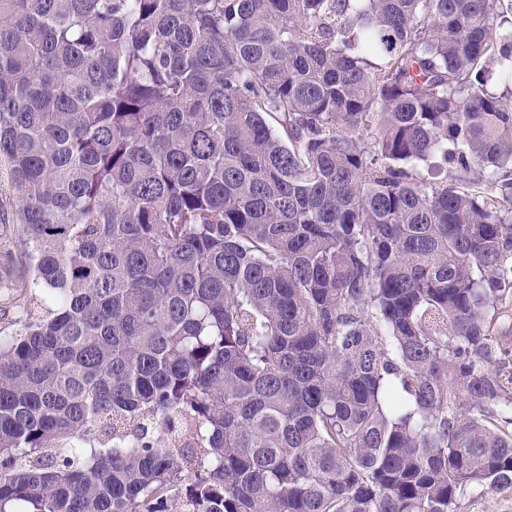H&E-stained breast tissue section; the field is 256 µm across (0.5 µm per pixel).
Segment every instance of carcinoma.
Listing matches in <instances>:
<instances>
[{
    "instance_id": "1",
    "label": "carcinoma",
    "mask_w": 512,
    "mask_h": 512,
    "mask_svg": "<svg viewBox=\"0 0 512 512\" xmlns=\"http://www.w3.org/2000/svg\"><path fill=\"white\" fill-rule=\"evenodd\" d=\"M506 10L0 0V512L512 488Z\"/></svg>"
}]
</instances>
